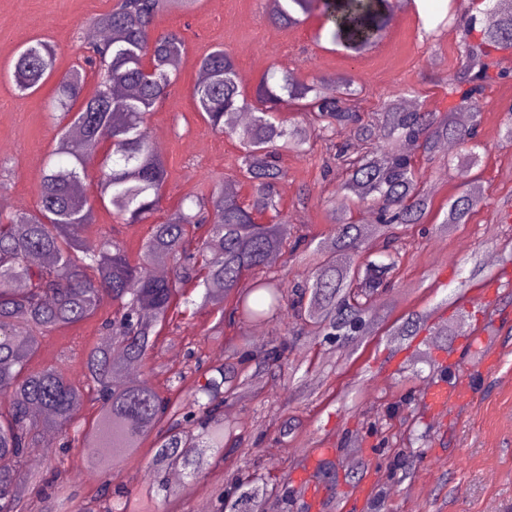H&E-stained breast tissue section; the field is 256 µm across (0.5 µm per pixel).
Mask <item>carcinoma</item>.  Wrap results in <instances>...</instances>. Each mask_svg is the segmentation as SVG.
I'll list each match as a JSON object with an SVG mask.
<instances>
[{"instance_id":"obj_1","label":"carcinoma","mask_w":512,"mask_h":512,"mask_svg":"<svg viewBox=\"0 0 512 512\" xmlns=\"http://www.w3.org/2000/svg\"><path fill=\"white\" fill-rule=\"evenodd\" d=\"M192 3L117 0L94 18L109 38L87 45L81 62L57 79L51 115L60 116L62 126L45 160L36 205L0 212V512H24L30 458L68 453L73 435L82 439L83 466L105 477L97 491L100 512H160L178 496L168 470L197 479L224 461L226 447L242 450L244 462L224 489L221 512H263L273 492L289 504L288 485L268 483L252 462L253 449L243 447L244 429L229 412L238 389L269 373L283 375L285 389L292 388L298 369L289 356L305 329L315 336H346L355 322L367 328L377 321L373 302L393 287L400 263L396 229L425 223L432 206L415 153L431 159L442 143L454 142L468 147L461 168L479 165L478 123L461 127L452 114L478 117L486 87L509 76L502 60L512 53V0H467L461 66L448 78L452 103L445 114L410 110L394 98L377 117L367 118L349 75L336 77V93L329 95L318 81L269 71L250 100L242 94L234 55L216 48L200 62L207 78L193 87L192 99L213 131L237 139L240 172L252 196L242 200L216 186L206 196L185 197L164 221L149 225L137 262L104 233L88 248L84 233L94 217L86 193L90 167L98 169L95 202L118 218L143 222L159 208L168 165L154 149L145 120L178 81L184 43L174 32L155 31V21ZM318 6L332 23L331 41L355 52L378 38L389 8L388 0H275L269 17L291 27ZM56 56L53 41L31 39L15 54L7 77L20 94L35 93L52 78ZM91 73L99 81L87 95ZM292 102L307 114V123L281 117L280 105ZM338 131L348 140L334 142ZM313 135L332 149L323 170L342 174L340 205L372 209V223L334 224L316 244L292 235V225L280 216L286 172L274 161L282 149L307 151ZM104 141L108 148L102 151ZM481 205L487 202L476 186L466 187L448 200L442 224H464ZM369 237L382 241L375 254L367 252ZM305 247L312 248V266L304 279L270 271V255L289 259ZM157 256L172 262L170 276L152 273ZM188 282L202 289L200 306L219 313L239 336L222 363L208 364L188 352L195 381L180 397L185 373L160 390L131 378L126 365L146 360ZM103 293L116 309L101 317ZM98 316L110 343L32 366L47 336ZM425 322V315L414 312L390 332L405 341ZM271 325L277 329L260 344L247 336L252 327ZM89 400L98 404L90 424L82 417ZM50 428L59 434L54 450L46 447ZM151 436L153 483L135 495L112 488L116 462L137 454Z\"/></svg>"}]
</instances>
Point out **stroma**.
I'll use <instances>...</instances> for the list:
<instances>
[{"label": "stroma", "instance_id": "stroma-1", "mask_svg": "<svg viewBox=\"0 0 512 512\" xmlns=\"http://www.w3.org/2000/svg\"><path fill=\"white\" fill-rule=\"evenodd\" d=\"M116 0H0V69L18 48L45 36L58 47L56 74H64L81 58L91 20ZM324 18L312 14L303 24L283 28L268 16L267 0H194L188 10H172L156 21L159 30L177 31L186 50L180 76L147 119L148 132L162 141L169 176L153 222H161L189 195L201 196L220 184H233L248 198L250 184L239 173L237 140L215 133L192 100L199 59L220 46L233 52L246 92H254L267 71L285 70L297 80L351 75L362 87V108L377 111L392 96L413 99L416 107L444 112L449 106L448 78L459 66L462 31L449 0H397L381 39L355 56L325 37ZM53 84L21 95L0 78V209L21 211L37 200L41 170L55 147L59 126L49 114ZM512 108V76L485 91L478 118L481 163L472 169L487 206L475 209L467 223L445 231L435 225L448 199L463 182L450 168L448 155L417 156L420 179L433 196L427 223L400 228L405 255L392 292L376 303L379 316L349 361L336 360L337 348L323 337L303 335L291 358L313 366L310 391L296 395L272 390L271 377L239 391L233 409L252 437L260 441L259 468L271 479L287 478L294 491L290 512H378L384 498L392 512H512V140L500 129ZM324 141L310 151H284L280 164L286 180L280 188V210L297 234L318 239L332 222L331 203L340 177L322 176ZM148 225L129 224L103 208H95L94 224L85 234L95 246L99 232L122 240L131 260L140 257ZM495 254L494 264L472 275L474 260ZM427 312L428 326L414 339L390 336L391 325L410 312ZM217 320L207 309L175 311L160 331L139 375L162 386L186 366V351L195 347L207 360H224L223 339L214 338ZM99 322L62 329L48 336L38 363L55 360L77 342H102ZM447 366V388L453 397L445 415L425 403L424 389L434 378L425 356ZM408 397L415 411L414 441L378 446L367 431L371 422H389L393 405ZM294 432L281 438L285 424ZM423 454L421 464L399 470L389 465L397 450ZM331 461L335 485L309 480L319 459ZM242 463L228 453L224 463L190 483L183 512H196L201 499L215 500L224 481ZM62 471L69 489L52 501L53 512H97L101 476L82 467L79 448L60 462L40 461L36 470ZM366 471L359 485L348 483L352 471Z\"/></svg>", "mask_w": 512, "mask_h": 512}]
</instances>
